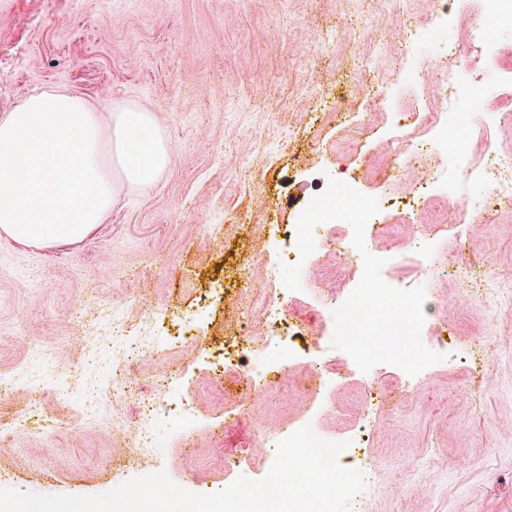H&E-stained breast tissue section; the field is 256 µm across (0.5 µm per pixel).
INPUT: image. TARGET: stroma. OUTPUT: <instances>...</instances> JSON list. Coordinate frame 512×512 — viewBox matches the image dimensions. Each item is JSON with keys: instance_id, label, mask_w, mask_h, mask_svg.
<instances>
[{"instance_id": "35a3bbf8", "label": "stroma", "mask_w": 512, "mask_h": 512, "mask_svg": "<svg viewBox=\"0 0 512 512\" xmlns=\"http://www.w3.org/2000/svg\"><path fill=\"white\" fill-rule=\"evenodd\" d=\"M439 9L438 0H0V113L64 87L97 105L147 107L174 144L159 182L122 192L83 242L47 248L0 236V373L19 377L0 400L9 488L97 495L162 470L190 492L215 493L238 476L267 474L275 458L262 445L268 432L309 424L349 442L343 464L380 485L364 512H512V308L489 314L446 270L406 261L410 235L453 223L457 206L415 199L412 171L391 187L375 179L420 91L417 73L398 68L393 33L419 30L426 49L480 25L452 4L447 27L434 26ZM456 71L466 83L458 107L474 124L490 123L496 76L469 74L464 56ZM319 176L355 179L377 199L385 236L367 239L369 252L392 257L386 282L425 289V317L448 353L415 381L391 365L364 373L342 351H316L311 316L329 288L363 268L358 255L349 268L336 264L340 220L313 229L314 262L288 303L300 318L291 361L256 381L239 362L247 339L263 333L264 267L281 257ZM489 191L470 188L465 204L479 222L463 244L442 237L438 253L449 268L493 277L510 296L512 205L484 211ZM98 301L120 307L130 324L165 312L155 353L135 357L133 338L113 350ZM181 328L183 342L169 345ZM117 353L130 360L118 400ZM72 360L83 382L66 405L54 387ZM317 362L335 372L327 390L289 388ZM180 367L177 396L191 403L195 427L178 429L168 400L155 398V458L129 466L142 398ZM87 388L100 391L103 417H127L124 430L82 418ZM35 391L56 421L44 437L9 428ZM374 399L384 410L359 437V416Z\"/></svg>"}]
</instances>
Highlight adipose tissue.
Returning a JSON list of instances; mask_svg holds the SVG:
<instances>
[{
	"label": "adipose tissue",
	"mask_w": 512,
	"mask_h": 512,
	"mask_svg": "<svg viewBox=\"0 0 512 512\" xmlns=\"http://www.w3.org/2000/svg\"><path fill=\"white\" fill-rule=\"evenodd\" d=\"M171 146L154 113L124 103L101 112L77 93L29 95L0 114V233L44 247L81 242L121 190L154 185Z\"/></svg>",
	"instance_id": "ef3b65f1"
}]
</instances>
